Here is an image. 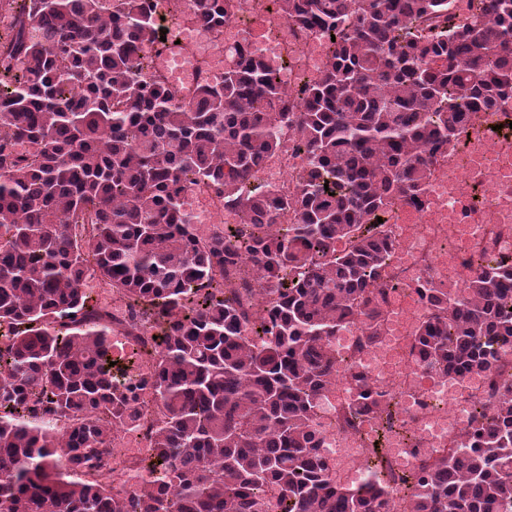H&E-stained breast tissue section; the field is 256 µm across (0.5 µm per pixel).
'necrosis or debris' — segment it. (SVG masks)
<instances>
[{
    "mask_svg": "<svg viewBox=\"0 0 512 512\" xmlns=\"http://www.w3.org/2000/svg\"><path fill=\"white\" fill-rule=\"evenodd\" d=\"M257 0H234L235 20L215 33L201 23L183 26L191 42L193 56L201 63L203 81L216 84L224 76V60L237 44L275 56H288L281 82L288 94L302 98L305 83L323 68L327 41L319 34L302 32L287 22L257 18ZM481 187L482 200L473 205L469 223L464 226L469 243L492 241L497 252L512 254V153H503L481 143L463 146V156L452 166H441L424 202L431 214L421 217L415 231H408L405 220L393 225L398 247L394 261L408 277L431 268L435 278L448 282V266L434 255L436 243L448 240L449 224L456 215L459 197L470 187ZM421 311H407L398 298L387 305V334L373 349L356 352L359 334L355 328L340 333L333 342L338 357L351 362L392 397L387 415L391 429L387 434L386 464L393 476L413 470L418 463L404 429H411L422 442L423 451L447 447L449 441L465 431L476 413L474 398L456 375L432 379L412 362L411 344ZM362 433L334 431L322 443L323 452L338 468L357 472L364 458Z\"/></svg>",
    "mask_w": 512,
    "mask_h": 512,
    "instance_id": "1",
    "label": "necrosis or debris"
}]
</instances>
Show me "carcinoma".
Wrapping results in <instances>:
<instances>
[{"instance_id":"carcinoma-1","label":"carcinoma","mask_w":512,"mask_h":512,"mask_svg":"<svg viewBox=\"0 0 512 512\" xmlns=\"http://www.w3.org/2000/svg\"><path fill=\"white\" fill-rule=\"evenodd\" d=\"M328 61L304 97L281 62L238 48L219 86L189 101L142 77L160 42L153 0H0V512H493L512 503V257L485 248L462 288L423 273L416 367L481 375L479 416L424 456L393 501L379 441L355 486L322 451L317 405L385 332L391 225L421 206L472 113L512 100V0H272ZM232 0H175L221 32ZM292 128V190L258 182ZM207 181L238 224L198 234L184 199ZM289 222L280 223L282 213ZM99 275L128 300L125 335L150 345L148 379L112 357L114 317L87 304ZM158 330L145 341V325ZM116 365H110V362ZM336 429L391 396L348 369ZM158 408L134 487L112 442Z\"/></svg>"}]
</instances>
